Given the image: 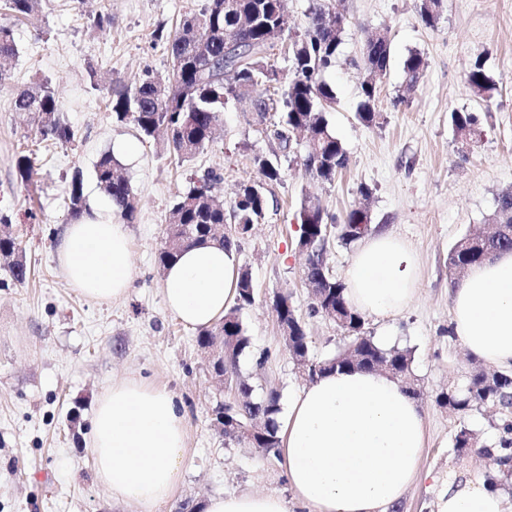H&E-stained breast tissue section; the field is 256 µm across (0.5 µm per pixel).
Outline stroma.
<instances>
[{
    "label": "stroma",
    "instance_id": "1",
    "mask_svg": "<svg viewBox=\"0 0 512 512\" xmlns=\"http://www.w3.org/2000/svg\"><path fill=\"white\" fill-rule=\"evenodd\" d=\"M200 0H41L38 12L13 16L0 2V25L14 31L18 54L0 83V212L29 275L16 282L0 257V512H137L114 503L97 477L88 450L91 419L100 398L119 379H142L175 393L186 422L187 471L171 502L157 512H182L211 496L270 491L288 495L279 459L225 440L213 408L233 394L212 383L196 330L169 313L163 299L158 252L170 209L193 175L221 172L217 189L232 207L241 183L256 180L253 153L279 157L280 182L271 184L265 220L241 239L239 267L251 273L254 304L243 311L251 346L240 370L255 390L274 388L281 403L306 385L281 335L272 308L284 291L305 324L310 355L323 359L346 347L336 322L310 312L298 246L297 213L305 195L342 213L366 202L373 231L393 232L414 249L419 263L416 294L402 313L367 318L372 336L391 332L411 349V376L425 422L420 476L391 512H436L449 472L489 476L494 465L474 454L457 456L460 427L493 443L496 427L512 409L476 407L458 415L439 406L442 390L464 386L479 361L449 331L455 277L448 253L461 237L484 227L498 197L512 190V0H444L436 27H425L418 0H338L348 17L336 64L325 75L336 91L329 120L344 144L349 165L334 183L312 179L299 161L282 155L254 122L250 99L230 101L213 140L201 154L178 161L157 140L142 139L129 122H116L108 107L109 82L133 83L144 68L167 77L171 58L157 30L174 31ZM108 12L112 26L99 32L88 19ZM387 34L392 58L378 82L381 126L356 118L363 70L364 35ZM413 53L428 66L415 89L405 87L403 63ZM482 62L497 83L491 104L475 98L466 76ZM99 86H92L89 70ZM45 82L55 90L61 119L76 134L73 144L43 139L15 112L19 88ZM405 97L395 106L396 97ZM488 112L487 136L476 151L459 155L449 123L452 110ZM131 143L134 156L120 148ZM29 151L30 182L18 180L15 160ZM118 157L137 202L128 226L133 281L126 295L94 302L71 288L56 248L70 215L66 191L81 170L90 206L107 207L94 168L103 153ZM371 190L361 198L360 186Z\"/></svg>",
    "mask_w": 512,
    "mask_h": 512
}]
</instances>
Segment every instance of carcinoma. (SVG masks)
Masks as SVG:
<instances>
[{
	"label": "carcinoma",
	"mask_w": 512,
	"mask_h": 512,
	"mask_svg": "<svg viewBox=\"0 0 512 512\" xmlns=\"http://www.w3.org/2000/svg\"><path fill=\"white\" fill-rule=\"evenodd\" d=\"M7 8L19 16H26L38 8L40 0H4ZM443 0H421L419 18L434 28L442 10ZM283 0H204L202 7L186 14L179 30L170 36L159 30L155 40L166 44L171 57L168 80H158L146 68L133 85L114 81L109 85V107L112 118L131 122L144 139L155 137L163 128L168 138L166 149L186 161L203 151L211 141L216 125L221 122L225 105L244 86L255 93L253 105L258 123L266 121L269 103L261 90L280 91L281 120L266 128L268 136L278 141L280 149L291 153L302 147L300 158L305 170L313 178L333 183L348 165V154L342 141L330 127L328 112L336 102L333 87L324 74L336 63L338 49L345 28L336 26L328 0H316L308 13V27L289 35L291 39V75L282 81L280 70L270 61L273 30L286 25ZM234 30L245 40L244 48L234 62L231 74L224 72V31ZM18 52L14 32L0 26V59H10ZM391 60V45L385 35L370 31L365 35L362 65L366 76L360 85L361 101L356 117L365 126L380 124L382 113L376 111L377 80L386 74ZM427 63L418 53L404 62L407 84L419 82ZM474 96L489 101L497 84L485 72L481 62H475L467 74ZM17 112H28L37 123L38 132L46 139L60 144L75 140L72 128L61 120L54 90L46 83L34 82L20 89L13 101ZM450 124L457 150L466 154L463 146L477 147L486 136V122L477 112L452 110ZM253 165L259 180L240 184L233 201L234 233L219 237L211 225L224 224V202L218 199L215 188L222 181L214 171L205 173L179 195L171 210L169 223L178 226L181 241L171 247H162L160 267L164 268L185 248L201 242H213L226 248L237 244L246 228L265 219L268 197L265 186L281 179L278 161L256 154ZM17 176L23 182L32 179V158L20 154L15 164ZM96 180L120 212L124 221L135 219L134 197L130 181L110 154H103L95 166ZM70 218L80 219L87 212L84 197V179L81 171L73 173L67 195ZM365 209L353 206L341 215L330 212L319 199L303 197L299 209L300 236L298 245L321 240L326 227H335L338 240L349 245L359 240L356 226L361 223ZM495 225L487 235H466L460 238L448 253V266L462 273L471 266L488 259V254L512 250V192L499 196L491 217ZM306 280L317 284L320 298L313 300L312 311L336 321L350 339L348 346L336 354L316 362L318 375L344 370H374L379 363H390L399 373L400 381L412 396L418 392L411 383L412 351L409 349H382L365 331V317L354 310L345 295V285L330 272L326 261L307 256L304 270ZM238 296L224 317L211 327L198 332L200 346L211 345L220 336L234 337L233 351L226 359L224 373L247 389L242 406L231 411L243 425L260 422L264 430L261 446L276 453L278 448L276 416L281 413L279 395L269 391L253 397V386L240 375V358L250 347V337L240 319L242 310L255 300L250 272L239 269ZM437 402L454 412H466L474 407L507 408L512 403V375L499 372L493 384H484L479 374L471 376L462 388H450L437 396ZM497 445L477 447V454L491 459L500 470L509 472L512 461V422L499 426Z\"/></svg>",
	"instance_id": "cac0c4a2"
}]
</instances>
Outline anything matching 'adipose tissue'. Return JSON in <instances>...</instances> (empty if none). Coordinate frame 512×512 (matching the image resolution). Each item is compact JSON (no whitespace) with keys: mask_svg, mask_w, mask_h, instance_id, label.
Instances as JSON below:
<instances>
[{"mask_svg":"<svg viewBox=\"0 0 512 512\" xmlns=\"http://www.w3.org/2000/svg\"><path fill=\"white\" fill-rule=\"evenodd\" d=\"M75 291L97 301L130 286V241L116 208L66 225L57 248ZM234 250L206 242L186 248L165 270L168 310L201 329L220 320L237 296ZM346 296L366 316H389L416 293L417 258L395 234L362 240L345 272ZM451 328L471 357L512 368V251L472 266L453 288ZM278 454L291 492L228 493L203 512H387L413 486L424 446L422 412L399 380L372 370L333 372L302 387L277 417ZM184 417L164 387L113 383L97 404L90 448L114 500L138 512L169 502L186 464ZM437 512H505L489 480L444 483Z\"/></svg>","mask_w":512,"mask_h":512,"instance_id":"adipose-tissue-1","label":"adipose tissue"}]
</instances>
